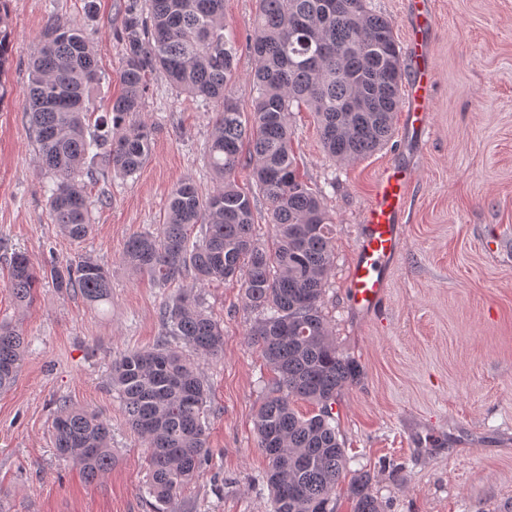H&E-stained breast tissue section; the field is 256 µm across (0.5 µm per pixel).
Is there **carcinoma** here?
<instances>
[{
  "label": "carcinoma",
  "mask_w": 512,
  "mask_h": 512,
  "mask_svg": "<svg viewBox=\"0 0 512 512\" xmlns=\"http://www.w3.org/2000/svg\"><path fill=\"white\" fill-rule=\"evenodd\" d=\"M8 11L9 0H0V74L9 51ZM121 13L123 92L93 125L88 92L100 71L78 23L49 20L34 53L23 98L41 169L55 179L48 189L53 222L68 238L83 240L92 231V201L82 177H133L151 158L153 130L133 119L142 111L150 75L216 103L207 147L215 186L204 193L190 181L180 183L162 224L132 236L122 260L160 288L189 273L201 284L241 283L246 305L259 315L250 339L276 374L255 419L258 447L268 459L271 512H336L344 480L353 512H384L371 493L370 474L348 473L336 431L333 404L361 370L336 349L322 315L334 224L321 194L297 174L290 116L295 106L311 112L325 154L338 163L384 147L405 75L393 22L367 0H259L248 43L257 60L250 75L255 97L246 114L232 91L238 46L224 34V0H124ZM246 144L275 231L268 248L255 238L254 199L235 180ZM195 224L205 231L192 242L188 230ZM43 277L91 304L111 296L110 271L90 255L39 273L16 254L8 288L18 306L33 302ZM161 320L162 339L112 360L110 380L149 451L148 496L157 512H177L181 491L208 456L203 417L209 388L196 360L223 354L224 328L188 294L169 299ZM170 337L193 356L172 348ZM26 345L18 327L0 322V389L13 383ZM297 400L315 412L298 415ZM52 432L57 454L79 466L86 481L112 468L111 428L96 411L64 401Z\"/></svg>",
  "instance_id": "obj_1"
}]
</instances>
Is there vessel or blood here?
Masks as SVG:
<instances>
[{
    "mask_svg": "<svg viewBox=\"0 0 512 512\" xmlns=\"http://www.w3.org/2000/svg\"><path fill=\"white\" fill-rule=\"evenodd\" d=\"M414 3L419 19L411 28L406 44L412 79L402 93V108L411 128L425 129L430 124V90L434 79L427 41L432 24L431 7L429 0H414ZM411 182L410 172L397 164L385 168L375 182L359 226L349 271L350 301L357 313H375L385 296L390 262L403 246L400 220Z\"/></svg>",
    "mask_w": 512,
    "mask_h": 512,
    "instance_id": "vessel-or-blood-1",
    "label": "vessel or blood"
}]
</instances>
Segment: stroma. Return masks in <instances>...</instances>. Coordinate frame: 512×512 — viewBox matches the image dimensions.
<instances>
[{"mask_svg":"<svg viewBox=\"0 0 512 512\" xmlns=\"http://www.w3.org/2000/svg\"><path fill=\"white\" fill-rule=\"evenodd\" d=\"M11 0L12 51L1 78L0 321L28 341L16 381L0 391V512H152L144 493L147 447L109 386L113 358L153 346L165 301L190 289L224 327V354L199 363L210 388L209 456L180 498V512H270L267 460L254 420L274 374L248 332L257 314L239 283L157 287L122 261L132 235L156 228L182 181L214 185L206 147L217 107L152 76L140 120L155 129L150 161L133 178L89 184L92 233L61 234L47 204L22 92L50 17L81 24L101 81L89 103L100 117L121 92L120 0ZM258 0H224L226 32L241 47L235 95L251 111L254 57L244 45ZM435 78L430 128L409 131L396 112L392 139L349 165L325 157L311 113L292 112L297 172L322 189L333 216V266L322 312L337 350L362 368L333 406L350 469L369 472L385 512H498L512 499V0H431ZM414 174L405 241L379 311L356 313L348 274L362 213L389 162ZM39 268L93 256L112 273L109 301L92 304L43 281L17 308L10 259ZM96 410L112 429V469L86 482L59 458L51 423L59 401Z\"/></svg>","mask_w":512,"mask_h":512,"instance_id":"35a3bbf8","label":"stroma"}]
</instances>
